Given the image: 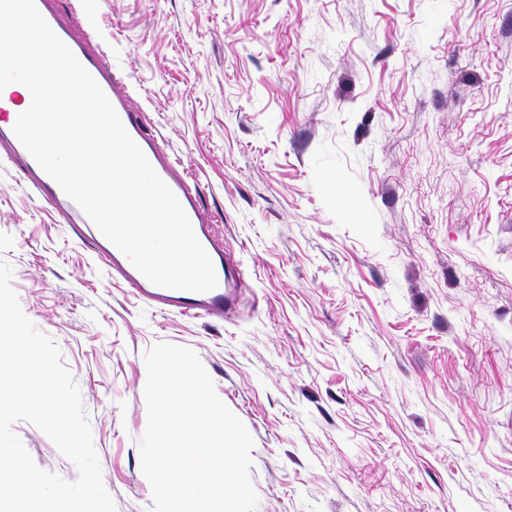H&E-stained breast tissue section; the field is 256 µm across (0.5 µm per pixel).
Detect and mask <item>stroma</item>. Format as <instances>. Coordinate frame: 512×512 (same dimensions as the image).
<instances>
[{"mask_svg":"<svg viewBox=\"0 0 512 512\" xmlns=\"http://www.w3.org/2000/svg\"><path fill=\"white\" fill-rule=\"evenodd\" d=\"M58 7L90 15L244 272L224 319L153 308L0 163V262L73 374L116 512H151L161 342L251 434L256 512H512V0Z\"/></svg>","mask_w":512,"mask_h":512,"instance_id":"1","label":"stroma"}]
</instances>
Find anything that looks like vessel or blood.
<instances>
[{
    "label": "vessel or blood",
    "mask_w": 512,
    "mask_h": 512,
    "mask_svg": "<svg viewBox=\"0 0 512 512\" xmlns=\"http://www.w3.org/2000/svg\"><path fill=\"white\" fill-rule=\"evenodd\" d=\"M50 0H35L36 7L56 35L71 49L77 59L96 80L108 98L114 99V108L131 137L140 146L145 156L161 179L176 195L187 213L194 233L211 257L218 284L204 293L174 290L156 286L138 272L129 260L109 241H101L96 257L104 265L120 271L125 282L146 303L170 308L184 315H205L223 318L226 310L232 308L238 292V263L217 249L210 235V226L203 219L200 206V190L197 181L177 171L178 163L166 157L154 139L144 132V115L116 98L118 80L112 72L109 56L92 37H79L49 6ZM18 111L13 99L0 98V138L12 141L14 151L19 155L28 171L34 177L33 186L48 201L64 223H87L82 209L71 200L37 164L21 142L16 141L13 126Z\"/></svg>",
    "instance_id": "1"
}]
</instances>
